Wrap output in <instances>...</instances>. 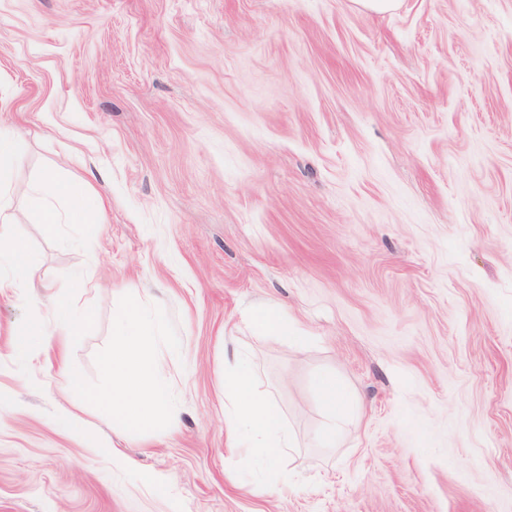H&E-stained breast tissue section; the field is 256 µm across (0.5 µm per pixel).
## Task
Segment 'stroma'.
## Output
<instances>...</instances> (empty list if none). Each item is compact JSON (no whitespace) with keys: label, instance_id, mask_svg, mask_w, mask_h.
<instances>
[{"label":"stroma","instance_id":"1","mask_svg":"<svg viewBox=\"0 0 512 512\" xmlns=\"http://www.w3.org/2000/svg\"><path fill=\"white\" fill-rule=\"evenodd\" d=\"M0 130L41 280L0 294V512H512V0H0ZM46 173L97 234L39 224ZM47 283L70 390L12 356ZM133 299L179 415L151 432L85 398ZM235 349L300 443L277 485L227 446ZM325 370L352 405L316 448ZM85 189L83 184L80 182H74L66 195V200L69 202V208L66 212V220L70 221V224H85L87 226V232H95L99 228V220L92 222L89 219V214L84 206ZM251 324L264 336L284 340L291 339L295 343H304L306 340V336H303L297 328L289 324L288 318L272 306H260L253 310Z\"/></svg>","mask_w":512,"mask_h":512}]
</instances>
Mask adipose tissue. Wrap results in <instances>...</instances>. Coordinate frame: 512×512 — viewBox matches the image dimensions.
<instances>
[{"label": "adipose tissue", "instance_id": "obj_1", "mask_svg": "<svg viewBox=\"0 0 512 512\" xmlns=\"http://www.w3.org/2000/svg\"><path fill=\"white\" fill-rule=\"evenodd\" d=\"M19 156L16 141L0 133V224L4 226L18 221L13 172ZM32 195L39 219L47 228L66 219L86 225L88 232L97 230V223L90 221L84 206L83 184L73 183L64 194L69 208L63 215L53 204L61 195L53 176H43ZM36 275L37 267L23 248L13 246L0 251V289L34 284ZM113 330L115 344L103 358L111 383L107 389L91 393L90 401L143 432L163 421L174 422L175 414L167 404V387L159 377V360L153 349L158 328L146 322L140 303L134 302L115 322ZM316 387L325 424L316 432L314 442L317 447L332 448L343 436L347 396L335 376L327 372L318 375ZM224 396L231 404L225 420L228 439L262 464L267 484L282 482L280 463L294 453L298 442L271 399L255 390L251 358L236 353L225 356Z\"/></svg>", "mask_w": 512, "mask_h": 512}]
</instances>
